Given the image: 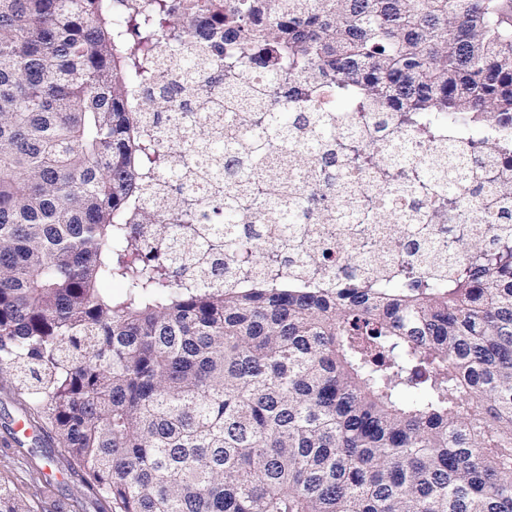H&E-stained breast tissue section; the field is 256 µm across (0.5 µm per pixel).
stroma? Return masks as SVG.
<instances>
[{
    "label": "stroma",
    "mask_w": 512,
    "mask_h": 512,
    "mask_svg": "<svg viewBox=\"0 0 512 512\" xmlns=\"http://www.w3.org/2000/svg\"><path fill=\"white\" fill-rule=\"evenodd\" d=\"M31 399L12 375L0 376V485L35 503L38 512H102L99 497L48 428L19 429Z\"/></svg>",
    "instance_id": "35a3bbf8"
}]
</instances>
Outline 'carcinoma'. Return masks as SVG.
Listing matches in <instances>:
<instances>
[{
    "label": "carcinoma",
    "mask_w": 512,
    "mask_h": 512,
    "mask_svg": "<svg viewBox=\"0 0 512 512\" xmlns=\"http://www.w3.org/2000/svg\"><path fill=\"white\" fill-rule=\"evenodd\" d=\"M190 47L211 112L253 105L234 142L201 119L159 141L140 115L175 105L155 49ZM261 68L267 82L251 81ZM512 133V0H0V373L27 371L48 423L104 512H512V215L459 233L445 277L409 261L386 280L305 286L269 269L224 286V261L288 243L252 230L237 196L288 223L339 202L336 111ZM303 132L315 188L283 196L269 155ZM351 163L390 168L377 144ZM465 153L399 189L458 210ZM192 166L223 191L149 214ZM364 224L392 215L369 201ZM120 281L115 298L99 284ZM420 393L405 401L402 394ZM0 512H33L0 487Z\"/></svg>",
    "instance_id": "cac0c4a2"
}]
</instances>
